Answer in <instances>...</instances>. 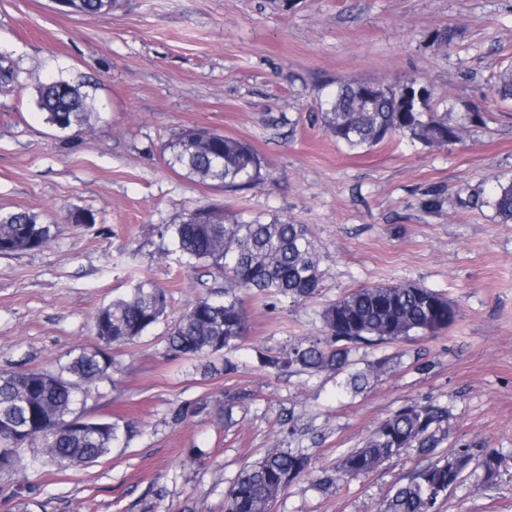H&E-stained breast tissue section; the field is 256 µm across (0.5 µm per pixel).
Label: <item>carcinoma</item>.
Listing matches in <instances>:
<instances>
[{
	"label": "carcinoma",
	"mask_w": 512,
	"mask_h": 512,
	"mask_svg": "<svg viewBox=\"0 0 512 512\" xmlns=\"http://www.w3.org/2000/svg\"><path fill=\"white\" fill-rule=\"evenodd\" d=\"M115 0H72L70 11L101 16L112 10ZM397 85L376 84L378 98L366 107L356 82L336 83L321 118L327 130L349 149L364 150L385 135L403 137L428 147L444 148L458 143L466 122L480 114H464L456 120L437 113L430 95L423 96L412 112L400 111ZM37 105L46 122L55 126L66 117L67 128L89 122L87 94L82 85L65 81L41 83ZM167 162L201 181L233 189L264 180V165L246 142L207 130H188L168 144ZM493 207L503 223H512V181L498 183ZM218 223L201 224L188 214L173 225L179 250L204 261L224 281L237 288L256 290L293 302L310 298L321 284L320 253L306 225L275 218L243 220L222 205H209ZM54 238L52 225L28 211L0 214V255L42 248ZM164 290L140 282L125 297L113 300L94 317L101 344L131 343L165 315ZM458 311L441 293L416 284H375L357 288L336 299L321 314V335L299 340L283 358L265 360L270 366L295 367L303 373H339L353 365L351 355L358 345H379L412 336H436L456 323ZM247 331L240 299L224 290V302L192 301L175 322L168 336L172 351L188 358L216 355L236 349ZM393 358L382 357L367 367L349 373L348 385L358 390L387 373ZM110 359L100 349L82 350L56 372H13L0 380V417L11 415L30 427L45 420H69L77 415L78 397L86 387L105 377ZM448 421V408L439 404L413 403L379 423L361 447L345 453L335 474L323 484L367 475L404 448L422 456L433 455ZM121 427L104 422L89 432L74 428L62 434L47 458L61 466H82L98 461L119 442ZM26 442L0 450V472L17 470ZM504 455L496 450L466 445L457 448L418 471L407 483L396 486L382 505V512H436L438 501L463 484L482 490L494 485L501 474ZM311 458L301 450L270 448L255 464L244 469L231 485L226 512H270L271 505L288 485L305 475Z\"/></svg>",
	"instance_id": "obj_1"
}]
</instances>
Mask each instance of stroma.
<instances>
[{"label":"stroma","instance_id":"1","mask_svg":"<svg viewBox=\"0 0 512 512\" xmlns=\"http://www.w3.org/2000/svg\"><path fill=\"white\" fill-rule=\"evenodd\" d=\"M0 213L57 225L47 246L0 255V373L56 370L99 345L96 312L144 280L166 291V316L136 342L107 348L111 367L83 406L129 435L88 466L57 469L41 452L0 472V512H225L241 470L267 449H302L309 473L270 512H378L425 457L408 448L376 471L327 489L323 471L403 406L447 404L436 450L477 443L506 457L492 488L462 486L438 512H512V223L492 206L512 179V0H116L82 16L54 0H0ZM83 83L91 124L51 127L40 82ZM414 79L433 111L482 120L437 149L390 139L357 154L320 113L337 82ZM203 129L249 143L264 182L236 190L171 169L165 147ZM438 192L441 207L423 201ZM223 204L243 219L307 225L321 286L290 303L240 290L248 332L230 356H175L167 336L188 303L220 301L224 280L178 250L170 227ZM94 214L91 224L68 219ZM416 284L451 301L437 336L357 347L358 366L394 359L359 393L345 375L261 367L315 335L325 306L353 289ZM234 373L220 369L225 359ZM215 364V373L206 365Z\"/></svg>","mask_w":512,"mask_h":512}]
</instances>
